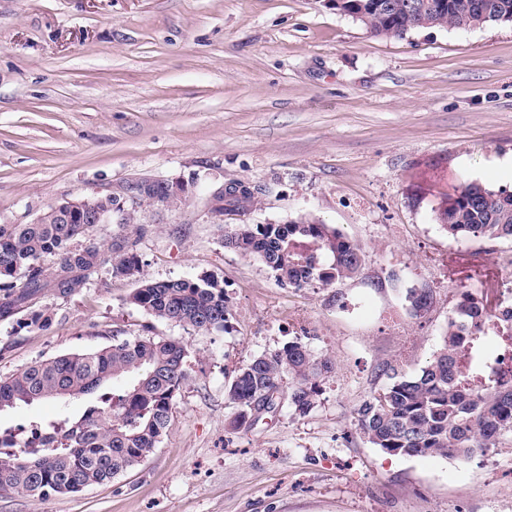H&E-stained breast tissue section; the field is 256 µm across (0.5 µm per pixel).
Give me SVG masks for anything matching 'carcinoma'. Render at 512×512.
Instances as JSON below:
<instances>
[{"label":"carcinoma","mask_w":512,"mask_h":512,"mask_svg":"<svg viewBox=\"0 0 512 512\" xmlns=\"http://www.w3.org/2000/svg\"><path fill=\"white\" fill-rule=\"evenodd\" d=\"M439 11H406L419 0H341L337 10L379 36L403 37L421 28H468L512 22V0H433ZM180 181H154L136 190L146 205L161 203ZM222 209L254 204L250 188L232 185ZM438 220L456 238L512 240V192L464 185L447 195ZM94 225L58 216L40 224L0 225V320H8L45 288L67 294L104 263L112 274L137 283L126 302L157 321L194 330L224 328L228 298L215 279L152 280L144 277L139 237L97 239ZM224 246L260 260L283 287L331 286L358 276L361 247L311 217L288 224H239L224 234ZM54 258V268L44 265ZM432 290L407 294L414 316L431 307ZM512 322L486 299L464 292L448 313V327L433 358L414 376L395 366L382 369L389 383L356 409L360 434L391 455L466 459L512 434V363L484 359L483 338L495 321ZM187 351L163 336H115L94 351L37 362L0 378V412L21 404L87 397L79 416L37 421L27 433L0 429V495L42 500L72 495L112 481L154 453L171 425L177 392L186 377ZM335 369L296 340L242 365L227 389L237 413L235 428L255 407L288 398L305 415L315 404L318 379Z\"/></svg>","instance_id":"carcinoma-1"}]
</instances>
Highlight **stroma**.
I'll return each mask as SVG.
<instances>
[{"instance_id":"1","label":"stroma","mask_w":512,"mask_h":512,"mask_svg":"<svg viewBox=\"0 0 512 512\" xmlns=\"http://www.w3.org/2000/svg\"><path fill=\"white\" fill-rule=\"evenodd\" d=\"M511 156L510 23L389 38L324 0H0V224L108 193L128 206L141 179L184 181L181 208L144 206L94 234H140L146 278L208 275L230 305L222 330L160 322L106 265L0 321V377L116 335L179 341L188 372L139 465L75 495L1 496L0 512H512L511 435L462 460L410 457L355 425L383 365L414 375L432 359L462 292L501 300L512 241L454 238L436 214L464 184L512 192ZM232 182L259 186L256 204L213 214ZM308 214L361 246L359 276L283 288L224 245L235 225ZM413 288L433 291L424 316L408 309ZM297 339L336 361L314 408L284 401L232 429L236 370ZM87 403L20 405L0 426Z\"/></svg>"}]
</instances>
